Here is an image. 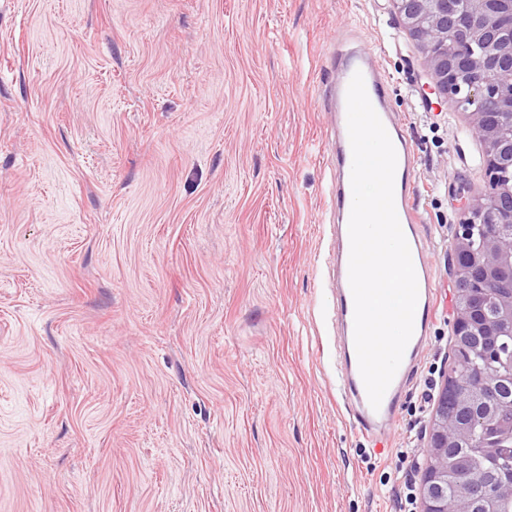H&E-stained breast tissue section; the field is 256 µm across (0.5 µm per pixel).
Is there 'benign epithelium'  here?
Returning a JSON list of instances; mask_svg holds the SVG:
<instances>
[{
    "label": "benign epithelium",
    "instance_id": "1",
    "mask_svg": "<svg viewBox=\"0 0 512 512\" xmlns=\"http://www.w3.org/2000/svg\"><path fill=\"white\" fill-rule=\"evenodd\" d=\"M399 26L420 45L440 102L462 103L483 146L488 191L460 197V225L448 272L454 281L453 335L494 350L512 339V0H391ZM455 364L443 372L429 426V461L420 477L422 512H493L512 499V476L469 467L472 431L496 416L504 374L476 369L475 382L454 385ZM467 413L448 419V393Z\"/></svg>",
    "mask_w": 512,
    "mask_h": 512
}]
</instances>
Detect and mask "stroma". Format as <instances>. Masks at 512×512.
Returning <instances> with one entry per match:
<instances>
[{
	"instance_id": "stroma-1",
	"label": "stroma",
	"mask_w": 512,
	"mask_h": 512,
	"mask_svg": "<svg viewBox=\"0 0 512 512\" xmlns=\"http://www.w3.org/2000/svg\"><path fill=\"white\" fill-rule=\"evenodd\" d=\"M417 156L431 338L375 452L336 393L327 48ZM390 0H0V512H400L487 185Z\"/></svg>"
}]
</instances>
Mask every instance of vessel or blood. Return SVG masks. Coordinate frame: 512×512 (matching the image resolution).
<instances>
[{"label":"vessel or blood","instance_id":"obj_1","mask_svg":"<svg viewBox=\"0 0 512 512\" xmlns=\"http://www.w3.org/2000/svg\"><path fill=\"white\" fill-rule=\"evenodd\" d=\"M362 73L368 98L380 117L394 145L397 166L394 178L396 213L408 242L418 284V301L414 315L412 337L405 349L402 362L386 391L379 408H372L362 380L354 339V298L349 284L350 239L349 213H341L336 226V236L341 247L336 255L340 286L336 290V320L344 330L341 350L342 367L336 383L338 394L349 400L354 412L355 425L370 441L372 447H383V430L393 424L394 407L399 401L403 386L409 377L416 357L427 337L434 318V296L430 281L431 261L422 240L414 231L423 217L415 204L418 185L412 178L416 156L410 138L395 121L383 90V79L369 55L350 52L337 63L336 81L331 89V103L336 124V169L340 176L328 189V199L338 204L351 195L352 149L347 127L348 85L355 73Z\"/></svg>","mask_w":512,"mask_h":512}]
</instances>
